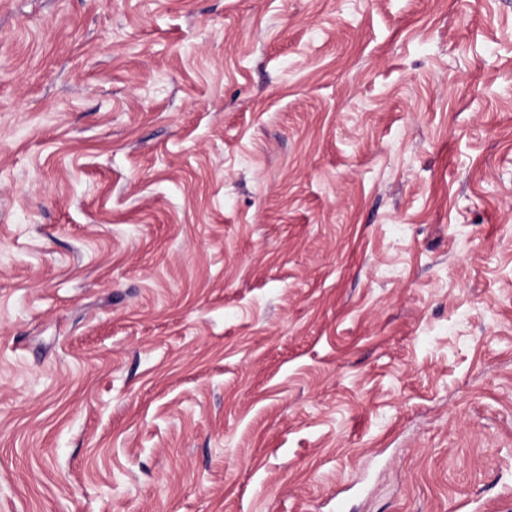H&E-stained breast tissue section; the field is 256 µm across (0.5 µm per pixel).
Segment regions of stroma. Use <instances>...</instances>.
I'll return each mask as SVG.
<instances>
[{"label": "stroma", "instance_id": "35a3bbf8", "mask_svg": "<svg viewBox=\"0 0 512 512\" xmlns=\"http://www.w3.org/2000/svg\"><path fill=\"white\" fill-rule=\"evenodd\" d=\"M0 512H512V0H0Z\"/></svg>", "mask_w": 512, "mask_h": 512}]
</instances>
